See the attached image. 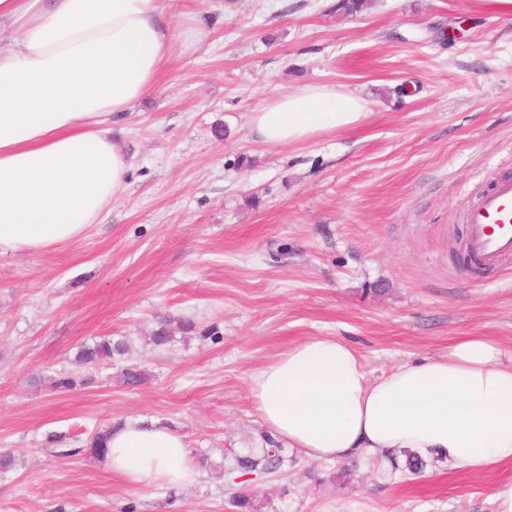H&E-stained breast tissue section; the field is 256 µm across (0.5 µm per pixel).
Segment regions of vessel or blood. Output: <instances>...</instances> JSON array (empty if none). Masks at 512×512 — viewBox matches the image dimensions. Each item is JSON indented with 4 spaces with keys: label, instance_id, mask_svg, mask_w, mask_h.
Returning <instances> with one entry per match:
<instances>
[{
    "label": "vessel or blood",
    "instance_id": "b4317fda",
    "mask_svg": "<svg viewBox=\"0 0 512 512\" xmlns=\"http://www.w3.org/2000/svg\"><path fill=\"white\" fill-rule=\"evenodd\" d=\"M466 252L473 264L493 268L512 258V178L497 180L467 213Z\"/></svg>",
    "mask_w": 512,
    "mask_h": 512
}]
</instances>
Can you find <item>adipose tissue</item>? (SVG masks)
Masks as SVG:
<instances>
[{"mask_svg": "<svg viewBox=\"0 0 512 512\" xmlns=\"http://www.w3.org/2000/svg\"><path fill=\"white\" fill-rule=\"evenodd\" d=\"M178 0H0V256L76 240L125 188L128 160L112 118L159 82L175 57L211 31L194 15L162 21ZM367 116L362 98L313 85L251 116L271 145L305 142ZM254 410L276 441L314 460L407 448L455 468L512 463V358L485 336L445 356L407 362L369 380L355 349L314 337L251 377ZM105 462L134 486L181 487L199 477L183 437L132 421L112 430Z\"/></svg>", "mask_w": 512, "mask_h": 512, "instance_id": "1", "label": "adipose tissue"}]
</instances>
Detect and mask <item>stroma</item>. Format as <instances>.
Returning <instances> with one entry per match:
<instances>
[{"mask_svg":"<svg viewBox=\"0 0 512 512\" xmlns=\"http://www.w3.org/2000/svg\"><path fill=\"white\" fill-rule=\"evenodd\" d=\"M213 34L176 57L114 128L125 190L79 239L0 256V512H493L512 464L472 473L438 460L396 472L383 454L235 477L264 445L251 375L288 346L334 336L369 379L437 358L461 336L512 354V259L468 270L452 250L495 179L512 177V16L477 0H182ZM311 85L362 97L367 118L268 145L253 112ZM193 322L164 347L159 321ZM211 328L217 340L201 338ZM125 339L122 365L62 391L81 346ZM166 424L200 467L191 485L112 475L89 439Z\"/></svg>","mask_w":512,"mask_h":512,"instance_id":"35a3bbf8","label":"stroma"}]
</instances>
